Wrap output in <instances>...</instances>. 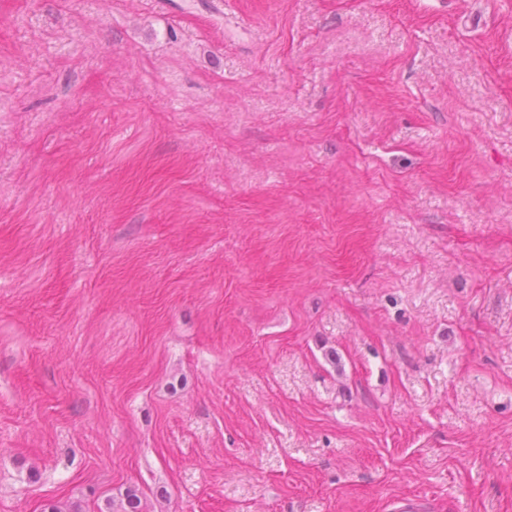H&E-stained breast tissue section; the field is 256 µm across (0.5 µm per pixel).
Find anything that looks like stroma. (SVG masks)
<instances>
[{"label":"stroma","instance_id":"obj_1","mask_svg":"<svg viewBox=\"0 0 512 512\" xmlns=\"http://www.w3.org/2000/svg\"><path fill=\"white\" fill-rule=\"evenodd\" d=\"M512 512V0H0V512Z\"/></svg>","mask_w":512,"mask_h":512}]
</instances>
